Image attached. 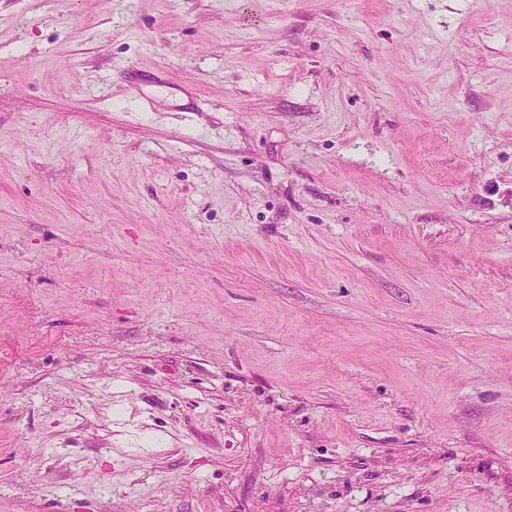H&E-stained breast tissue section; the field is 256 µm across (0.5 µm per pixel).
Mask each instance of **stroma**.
<instances>
[{"label": "stroma", "instance_id": "obj_1", "mask_svg": "<svg viewBox=\"0 0 512 512\" xmlns=\"http://www.w3.org/2000/svg\"><path fill=\"white\" fill-rule=\"evenodd\" d=\"M0 512H512V0H0Z\"/></svg>", "mask_w": 512, "mask_h": 512}]
</instances>
